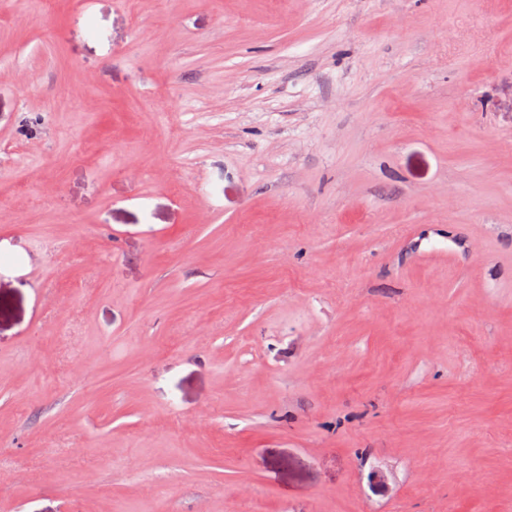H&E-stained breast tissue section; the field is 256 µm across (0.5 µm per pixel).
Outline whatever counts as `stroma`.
Wrapping results in <instances>:
<instances>
[{"mask_svg":"<svg viewBox=\"0 0 512 512\" xmlns=\"http://www.w3.org/2000/svg\"><path fill=\"white\" fill-rule=\"evenodd\" d=\"M17 212L0 512H512V0H16Z\"/></svg>","mask_w":512,"mask_h":512,"instance_id":"stroma-1","label":"stroma"}]
</instances>
